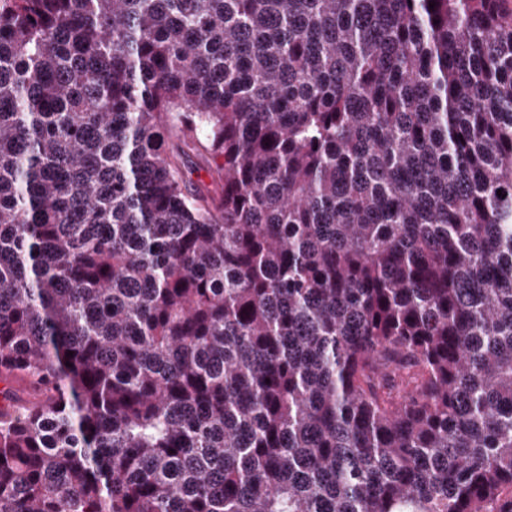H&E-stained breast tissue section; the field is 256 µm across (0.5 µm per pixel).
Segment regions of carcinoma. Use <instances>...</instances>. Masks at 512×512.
<instances>
[{
  "label": "carcinoma",
  "instance_id": "cac0c4a2",
  "mask_svg": "<svg viewBox=\"0 0 512 512\" xmlns=\"http://www.w3.org/2000/svg\"><path fill=\"white\" fill-rule=\"evenodd\" d=\"M0 382V512H512V0H0Z\"/></svg>",
  "mask_w": 512,
  "mask_h": 512
}]
</instances>
